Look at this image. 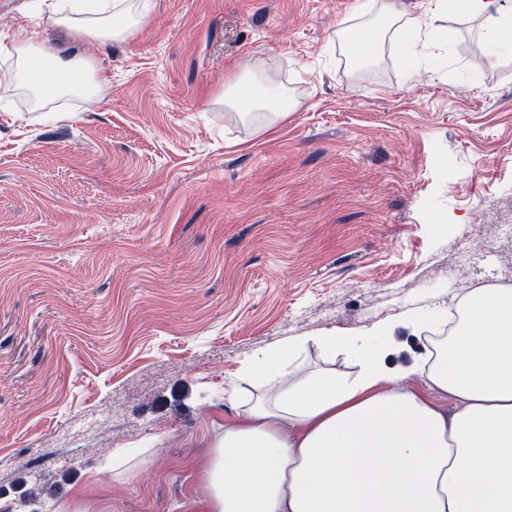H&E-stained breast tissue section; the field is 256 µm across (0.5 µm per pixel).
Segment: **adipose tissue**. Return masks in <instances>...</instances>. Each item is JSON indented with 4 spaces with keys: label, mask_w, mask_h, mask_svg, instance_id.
Wrapping results in <instances>:
<instances>
[{
    "label": "adipose tissue",
    "mask_w": 512,
    "mask_h": 512,
    "mask_svg": "<svg viewBox=\"0 0 512 512\" xmlns=\"http://www.w3.org/2000/svg\"><path fill=\"white\" fill-rule=\"evenodd\" d=\"M480 20L489 47L512 46V12L500 0H429L403 19L395 0H368L392 39L428 46L448 8ZM51 22L102 42L131 37L148 0H97L93 9L50 0ZM5 77L33 106L47 95H91L94 68L51 51L41 36L14 50ZM296 105L266 73L241 74L226 109L271 127ZM459 321L419 363L383 361L397 328L426 332L448 317L414 310L359 332L291 336L246 359L225 421L199 473L206 512H512V289L479 288ZM321 364H310V351ZM350 365L334 368L336 358ZM424 388H409L411 379ZM452 405H445V398Z\"/></svg>",
    "instance_id": "1"
}]
</instances>
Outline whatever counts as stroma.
<instances>
[{
	"mask_svg": "<svg viewBox=\"0 0 512 512\" xmlns=\"http://www.w3.org/2000/svg\"><path fill=\"white\" fill-rule=\"evenodd\" d=\"M42 2L0 0V69L41 31L104 81L40 110L0 84V504L201 512L245 358L512 268V47L479 20L357 73L336 33L366 0H151L105 43ZM259 68L298 101L267 129L219 102Z\"/></svg>",
	"mask_w": 512,
	"mask_h": 512,
	"instance_id": "35a3bbf8",
	"label": "stroma"
}]
</instances>
